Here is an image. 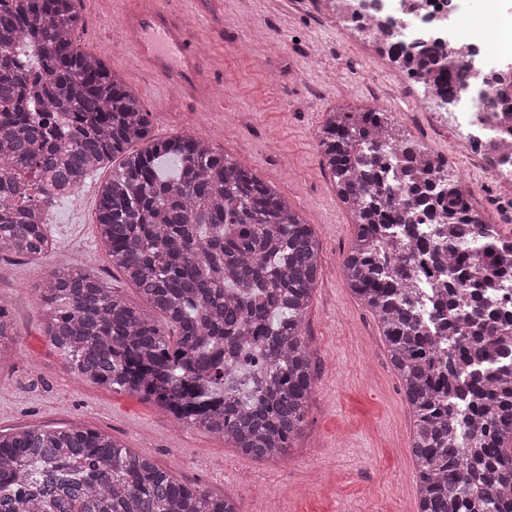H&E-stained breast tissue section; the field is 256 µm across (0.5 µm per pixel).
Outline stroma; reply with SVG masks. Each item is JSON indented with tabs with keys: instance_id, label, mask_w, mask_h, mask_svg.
Instances as JSON below:
<instances>
[{
	"instance_id": "stroma-1",
	"label": "stroma",
	"mask_w": 512,
	"mask_h": 512,
	"mask_svg": "<svg viewBox=\"0 0 512 512\" xmlns=\"http://www.w3.org/2000/svg\"><path fill=\"white\" fill-rule=\"evenodd\" d=\"M186 18L194 45L210 64L214 93L205 100L173 93L140 64L120 26L137 0H80L76 36L82 47L120 74L153 114V135L191 134L274 183L312 224L321 268L306 318L319 364L304 432L284 459L260 462L229 448L137 396L77 380L41 332L36 287L57 257L98 275L132 304L138 292L113 269L95 220L97 171L66 205L50 208L54 247L41 259L0 257V308L15 323L16 341L0 356V432L30 425H81L111 434L179 480L236 499L240 512H418L409 450L412 415L371 314L340 274L354 227L328 185L317 135L327 112L379 104L428 149L443 155L467 182L473 205L512 236V193L430 113L412 91L376 98L391 82L374 48L337 30L307 0L295 10L277 0H166ZM449 37L493 43L512 14L480 0H453Z\"/></svg>"
}]
</instances>
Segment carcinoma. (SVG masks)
I'll return each instance as SVG.
<instances>
[{
    "mask_svg": "<svg viewBox=\"0 0 512 512\" xmlns=\"http://www.w3.org/2000/svg\"><path fill=\"white\" fill-rule=\"evenodd\" d=\"M79 20L78 0H0V255L41 259L52 245L42 214L112 166L98 232L148 308L80 269L51 270L37 285L44 336L78 379L254 460L284 457L316 380L305 339L315 231L208 141L152 138V113L79 46ZM395 53L455 102L468 68L448 46ZM318 140L356 227L342 276L413 416L419 512H512V237L388 113L331 112ZM15 336L0 308V352ZM0 512L239 510L104 432L33 425L0 433Z\"/></svg>",
    "mask_w": 512,
    "mask_h": 512,
    "instance_id": "cac0c4a2",
    "label": "carcinoma"
}]
</instances>
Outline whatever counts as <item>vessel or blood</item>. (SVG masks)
<instances>
[{
  "label": "vessel or blood",
  "mask_w": 512,
  "mask_h": 512,
  "mask_svg": "<svg viewBox=\"0 0 512 512\" xmlns=\"http://www.w3.org/2000/svg\"><path fill=\"white\" fill-rule=\"evenodd\" d=\"M127 39L142 63L188 97L205 96L209 72L192 47L183 17L164 0H140L123 17Z\"/></svg>",
  "instance_id": "vessel-or-blood-1"
}]
</instances>
